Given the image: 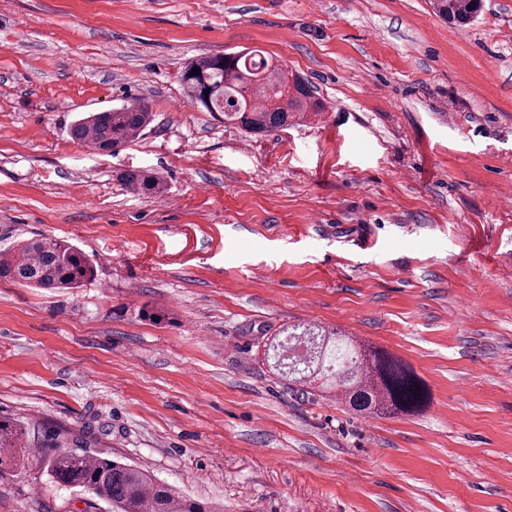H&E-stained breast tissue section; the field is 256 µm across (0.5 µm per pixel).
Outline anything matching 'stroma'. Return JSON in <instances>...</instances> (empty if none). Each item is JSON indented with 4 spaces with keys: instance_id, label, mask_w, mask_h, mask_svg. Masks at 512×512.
<instances>
[{
    "instance_id": "stroma-1",
    "label": "stroma",
    "mask_w": 512,
    "mask_h": 512,
    "mask_svg": "<svg viewBox=\"0 0 512 512\" xmlns=\"http://www.w3.org/2000/svg\"><path fill=\"white\" fill-rule=\"evenodd\" d=\"M258 49L326 110L250 134L186 104L188 61ZM145 103L116 155L79 113ZM151 169L163 195L121 176ZM96 265L0 281V414L84 432L224 512H512V0H0V251ZM319 325L403 360L429 403L365 418L272 374ZM40 456L0 512H87ZM481 0H434L433 9L449 22L466 24L481 11ZM94 275L91 260L63 238L36 236L0 253V280L38 288H78Z\"/></svg>"
}]
</instances>
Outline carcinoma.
<instances>
[{
    "label": "carcinoma",
    "mask_w": 512,
    "mask_h": 512,
    "mask_svg": "<svg viewBox=\"0 0 512 512\" xmlns=\"http://www.w3.org/2000/svg\"><path fill=\"white\" fill-rule=\"evenodd\" d=\"M482 8V0H433V9L450 22L466 24ZM200 73H193L194 68ZM188 101L229 125L254 133L284 130L311 110H324L311 86L287 65L259 50L201 57L181 73ZM152 122L146 104L123 105L90 112L75 121L71 137L100 153L116 154L137 140ZM125 184L137 195L157 196L164 182L145 169L125 174ZM94 275L91 260L63 238L36 236L12 253H0V280L38 288H77ZM267 360L284 380L310 383L321 391L336 389L348 407L360 413H410L424 402L416 373L402 360L384 352L366 353L347 336L328 335L315 326L295 325L286 337L270 343ZM76 449L60 451L53 435L36 443L14 418L0 416V467L11 468L41 448L52 482L77 488L105 503L108 512H220L213 504L179 493L154 480L141 467L86 450L88 441L75 440Z\"/></svg>",
    "instance_id": "1"
}]
</instances>
